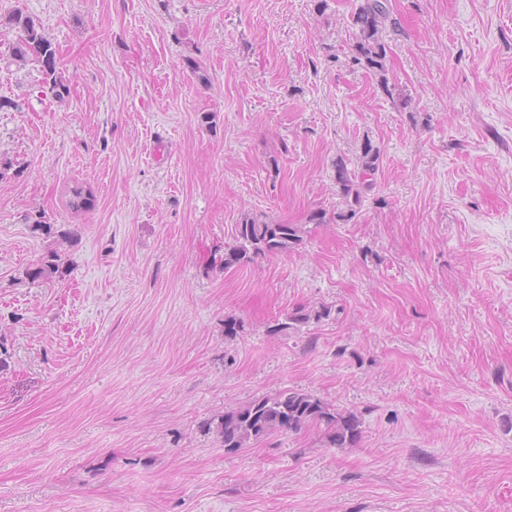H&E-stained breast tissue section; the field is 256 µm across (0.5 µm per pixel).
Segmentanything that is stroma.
Segmentation results:
<instances>
[{"mask_svg": "<svg viewBox=\"0 0 512 512\" xmlns=\"http://www.w3.org/2000/svg\"><path fill=\"white\" fill-rule=\"evenodd\" d=\"M390 3L388 97L356 0H0V512H512V0ZM367 138L355 222L309 223ZM247 215L304 239L223 269ZM286 388L359 442L226 450ZM9 23L21 32L13 46L14 55L21 61L31 58L40 64L44 88L54 98L62 100L68 96L70 89L60 72L56 47L40 26L19 11L10 18Z\"/></svg>", "mask_w": 512, "mask_h": 512, "instance_id": "1", "label": "stroma"}]
</instances>
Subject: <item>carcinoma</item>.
Returning <instances> with one entry per match:
<instances>
[{
	"label": "carcinoma",
	"instance_id": "carcinoma-1",
	"mask_svg": "<svg viewBox=\"0 0 512 512\" xmlns=\"http://www.w3.org/2000/svg\"><path fill=\"white\" fill-rule=\"evenodd\" d=\"M391 18L390 0H360L350 14L351 25L358 30L350 62L379 78L380 89L393 96L386 77L387 44L382 33ZM20 31L13 46L21 61L29 58L41 67L44 88L56 99L69 95V86L60 72L56 47L34 21L20 12L10 18ZM381 149L365 139L356 158L336 160L334 181L340 207L311 213V224H349L361 212L366 193L376 182ZM93 196L82 186L69 190L68 205L82 211L92 206ZM304 227L286 222H266L245 217L235 227L234 243L224 248V269L242 268L256 258L286 253L303 241ZM60 269L57 259H47L27 268V277L35 282L47 280ZM309 426L324 427L328 445L342 448L361 437L360 422L351 412L340 411L319 398L294 389L279 390L227 411L216 426V434L225 448L235 450L263 441L274 434L297 432Z\"/></svg>",
	"mask_w": 512,
	"mask_h": 512
}]
</instances>
